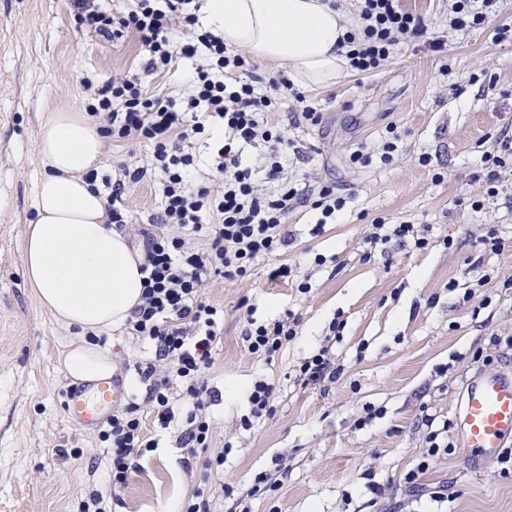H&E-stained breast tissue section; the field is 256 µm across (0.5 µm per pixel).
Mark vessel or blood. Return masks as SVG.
Masks as SVG:
<instances>
[{"instance_id":"b4317fda","label":"vessel or blood","mask_w":512,"mask_h":512,"mask_svg":"<svg viewBox=\"0 0 512 512\" xmlns=\"http://www.w3.org/2000/svg\"><path fill=\"white\" fill-rule=\"evenodd\" d=\"M123 394L122 384L111 378L74 384L65 411L69 419L94 427L110 415ZM455 422L457 447L467 462L498 458L512 441V373H476L463 391Z\"/></svg>"}]
</instances>
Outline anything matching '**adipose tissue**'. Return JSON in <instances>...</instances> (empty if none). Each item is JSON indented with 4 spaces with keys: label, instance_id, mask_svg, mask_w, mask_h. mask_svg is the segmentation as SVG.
Listing matches in <instances>:
<instances>
[{
    "label": "adipose tissue",
    "instance_id": "adipose-tissue-1",
    "mask_svg": "<svg viewBox=\"0 0 512 512\" xmlns=\"http://www.w3.org/2000/svg\"><path fill=\"white\" fill-rule=\"evenodd\" d=\"M205 21L223 33L226 46L288 65L305 88H326L347 75L341 41L353 19L332 0H207ZM37 146L46 173L36 184V216L24 234L25 277L43 309L81 330L58 356L62 371L98 381L111 377L112 355L89 337L124 325L140 304L141 254L107 223L104 198L83 179L105 156L96 124L81 112L50 113Z\"/></svg>",
    "mask_w": 512,
    "mask_h": 512
}]
</instances>
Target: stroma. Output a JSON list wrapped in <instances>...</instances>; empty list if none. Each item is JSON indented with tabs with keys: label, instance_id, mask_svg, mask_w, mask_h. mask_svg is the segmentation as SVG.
<instances>
[{
	"label": "stroma",
	"instance_id": "stroma-1",
	"mask_svg": "<svg viewBox=\"0 0 512 512\" xmlns=\"http://www.w3.org/2000/svg\"><path fill=\"white\" fill-rule=\"evenodd\" d=\"M402 5L424 17L445 51L402 43L374 74L351 73L338 85L306 91L322 108L320 125H291L296 103L289 96L274 114L302 151L288 163L289 178L310 189L334 185L348 201L335 223L320 228L311 208L288 215L293 241L283 259L309 278L308 293L293 280L269 281L265 259L248 281L217 276L207 284L205 298L224 307V334L205 375L217 428L202 457L188 456L180 443L191 408L181 387L172 389L170 427H161L146 402L136 367L153 357L152 347L125 325L100 335L115 377L140 403L157 443L116 490L98 429L80 426L63 409L72 380L57 357L78 330L36 302L22 250L45 173L37 156L43 119L84 111L82 77L138 71L139 42L133 35L106 42L80 30L72 0H0V512H78L94 492L105 512H163L170 502L185 505L204 484L202 459L219 450L226 453L225 481L241 489L255 474L280 469V489L253 501L251 512H512V474L503 475L495 460L469 464L454 450L429 454L418 424L425 410L454 417L478 370L512 372V350L489 343L512 336V288L502 285L512 276V248L494 253L480 242L490 229L512 237V168L502 171L493 197L480 178L482 155L495 151L512 124V42L494 39L496 27L512 20V0H494L481 28L467 31L450 28V0ZM390 124L401 139L384 165L377 154ZM359 148L369 164L351 163ZM424 155L429 165L420 164ZM473 198L481 208H471ZM378 218L422 225L432 247H370L365 231ZM446 237L452 246L443 245ZM318 255L323 265H314ZM244 302L260 320L288 310L301 315L298 335L273 360L248 352ZM335 321L343 325L336 337ZM326 343L339 378L300 386L297 365ZM478 348L490 364L473 361ZM261 378L275 386V413L238 429ZM367 406L381 417L356 427ZM424 460L421 485L410 488L404 477Z\"/></svg>",
	"mask_w": 512,
	"mask_h": 512
}]
</instances>
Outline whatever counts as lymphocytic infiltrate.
I'll list each match as a JSON object with an SVG mask.
<instances>
[{
    "label": "lymphocytic infiltrate",
    "mask_w": 512,
    "mask_h": 512,
    "mask_svg": "<svg viewBox=\"0 0 512 512\" xmlns=\"http://www.w3.org/2000/svg\"><path fill=\"white\" fill-rule=\"evenodd\" d=\"M121 9L101 0H73L75 19L85 31L107 42L134 34L145 54L144 71L106 82L85 76L81 84L87 110L102 135L116 142H145V161L120 162L101 182L107 192L108 223H133L127 198L142 182L161 185V206L153 227L139 228L143 242L142 302L129 322L134 336L154 349L152 359L138 363L149 382V400L161 424L172 420L171 385L180 382L194 401L180 440L189 455L207 448L213 421L206 411L209 389L202 375L213 363L212 352L223 333L224 310L204 300L207 282L216 276L246 281L259 259L279 256L288 246L285 222L300 204L318 210L319 221L333 223L345 200L331 185L317 192L288 179L285 163L295 142L287 131L271 126L270 112L292 94L309 125L322 121L317 103L295 92L288 79L270 78L265 93L246 79L254 67L243 53L228 51L222 33L204 27L196 0H122ZM360 28L344 41L353 70L378 69L402 40L428 38L420 15L401 0H361ZM430 47L444 44L428 38ZM197 60L189 92L181 97L148 94L142 76L171 69L176 57ZM214 140L207 172L198 184L188 182L196 166L195 145ZM263 145L267 163L243 165L242 149ZM273 193H265V184ZM301 319L293 312L261 322L246 315L243 340L249 353L273 359L298 334ZM99 438L111 448L113 488L124 487L137 461L156 443L145 432L140 405L128 402L112 415Z\"/></svg>",
    "instance_id": "lymphocytic-infiltrate-1"
}]
</instances>
